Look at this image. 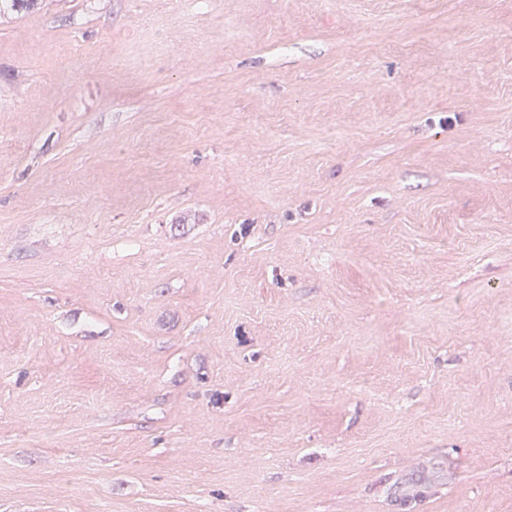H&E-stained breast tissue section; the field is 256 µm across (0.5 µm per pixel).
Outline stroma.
Returning a JSON list of instances; mask_svg holds the SVG:
<instances>
[{
  "instance_id": "stroma-1",
  "label": "stroma",
  "mask_w": 512,
  "mask_h": 512,
  "mask_svg": "<svg viewBox=\"0 0 512 512\" xmlns=\"http://www.w3.org/2000/svg\"><path fill=\"white\" fill-rule=\"evenodd\" d=\"M0 512H512V0L1 16Z\"/></svg>"
}]
</instances>
